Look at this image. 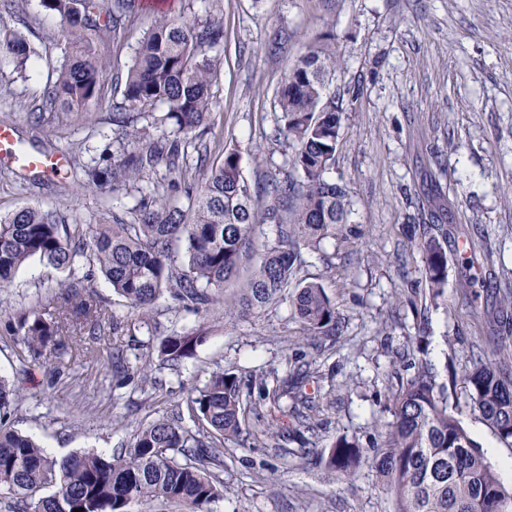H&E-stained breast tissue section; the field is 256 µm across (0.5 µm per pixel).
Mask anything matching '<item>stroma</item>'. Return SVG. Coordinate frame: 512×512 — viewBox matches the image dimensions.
Instances as JSON below:
<instances>
[{
  "instance_id": "35a3bbf8",
  "label": "stroma",
  "mask_w": 512,
  "mask_h": 512,
  "mask_svg": "<svg viewBox=\"0 0 512 512\" xmlns=\"http://www.w3.org/2000/svg\"><path fill=\"white\" fill-rule=\"evenodd\" d=\"M15 3L9 22L38 55L22 79L0 60V125L14 127L23 149L60 150L70 164L56 179L0 167V214L38 204L69 224L96 223L136 198L79 184L82 166L98 162L108 143L112 108L32 122L61 58L62 22L38 0ZM210 12L224 27V55L201 142L215 157L238 149L254 186L290 170L293 146L272 137L285 73L317 33L336 35L340 64L324 98L341 107L342 122L328 176L348 191L349 239L302 250L297 276L325 288L344 329L334 340L307 335L285 300L241 321L211 314L210 338L180 372L156 364L147 379L119 386L113 344L134 339L148 355L157 333L193 326L197 316L163 297L151 325L118 333L116 342L78 340L64 358L32 360L7 323L16 312L48 309L67 277L35 258L0 290V375L18 395L5 425L59 458L110 452L128 446L141 423L185 409L190 389L212 372L251 374L273 387L304 366L310 456L280 439L295 424L290 399L258 405L249 418L257 446L225 445L218 471L225 493L214 512H392L373 464L342 483L327 477L316 455L343 434L366 448L380 440L391 418L389 390L428 363L480 451L512 458L463 385L448 382L449 372L470 366L472 345L498 335L496 316L512 300V0H211ZM153 22V11L137 13L112 47L113 71L125 72ZM431 199L448 253V285L435 303L415 248L419 209Z\"/></svg>"
}]
</instances>
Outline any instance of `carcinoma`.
<instances>
[{"label": "carcinoma", "instance_id": "1", "mask_svg": "<svg viewBox=\"0 0 512 512\" xmlns=\"http://www.w3.org/2000/svg\"><path fill=\"white\" fill-rule=\"evenodd\" d=\"M42 9L65 23L63 60L47 81L40 112L85 114L107 97L112 44L140 8L138 0H40ZM224 51L223 27L206 18L158 16L134 50L126 72L112 78L122 99L112 104V162L83 169L89 188L118 194L135 188L139 198L112 220L63 224L41 206L25 205L0 215V288L37 258L69 271L55 295L53 313L13 317L12 335L31 355L67 352L69 341L86 333H117L122 320L102 316L101 300L89 278L101 275L131 315L146 323L155 302L168 296L184 311L203 317L224 304V316L247 318L283 298L310 336L339 335L336 304L316 282L296 278L301 249L325 239H347L346 189L327 178L335 161L342 112L323 99L336 73V34L319 33L291 67L278 92L280 125L273 137L292 142L293 174L263 188L244 178L237 149L220 161L197 154V130L215 107L213 87ZM36 49L0 18V57L22 75ZM161 111L162 115L154 116ZM276 227L273 239L256 237L258 204ZM422 278L432 300L448 283V255L440 236L419 244ZM260 261L234 295L236 281L254 252ZM210 327L200 324L158 337L157 356L172 368L196 356ZM150 360L112 353L113 375L123 382L146 375ZM467 398L500 442L512 447V358L476 360L464 375ZM297 388L286 377L270 388L218 371L191 389L187 410L139 427L133 443L111 455L88 451L63 459L32 437L0 425V487L20 496L23 512H132L143 500L175 502L189 512H213L224 485L211 467L224 465V444L240 447L258 438L248 426L251 407L277 402ZM16 391L0 377V412L8 413ZM391 420L384 425L372 462L393 512H512V488L500 481L448 399L436 375L418 367L392 392ZM179 453L185 462L178 461ZM319 465L341 481L355 478L366 456L359 439L343 434L318 456Z\"/></svg>", "mask_w": 512, "mask_h": 512}]
</instances>
